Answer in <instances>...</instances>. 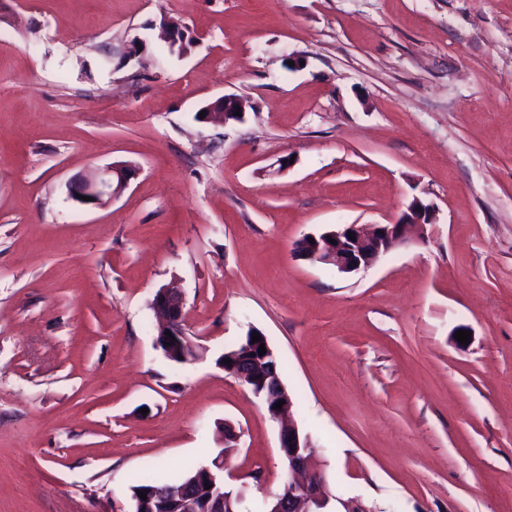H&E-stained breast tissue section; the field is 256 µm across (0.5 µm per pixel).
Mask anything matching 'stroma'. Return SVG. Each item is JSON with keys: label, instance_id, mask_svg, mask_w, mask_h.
Listing matches in <instances>:
<instances>
[{"label": "stroma", "instance_id": "35a3bbf8", "mask_svg": "<svg viewBox=\"0 0 512 512\" xmlns=\"http://www.w3.org/2000/svg\"><path fill=\"white\" fill-rule=\"evenodd\" d=\"M225 95L243 120H197ZM117 161V198L70 197ZM416 200L424 240L368 269L294 251ZM252 329L331 494L512 512V0H0V512H129L227 422L225 487L264 512L278 425L217 364ZM153 306L157 316V336L156 345L158 348L164 347V353L168 356L182 355L189 359L188 351H195L196 346L186 333L184 302L181 294L175 288H160L154 298ZM170 331L175 340L166 335ZM171 342V346H167ZM163 353V354H164ZM164 356L175 363L183 364L185 361L177 357Z\"/></svg>", "mask_w": 512, "mask_h": 512}]
</instances>
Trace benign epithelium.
Returning <instances> with one entry per match:
<instances>
[{
	"instance_id": "7a95c632",
	"label": "benign epithelium",
	"mask_w": 512,
	"mask_h": 512,
	"mask_svg": "<svg viewBox=\"0 0 512 512\" xmlns=\"http://www.w3.org/2000/svg\"><path fill=\"white\" fill-rule=\"evenodd\" d=\"M135 166L105 167L95 178L85 179L70 186V194L78 193L89 197L81 204L98 207L119 196L137 174ZM435 223V210L430 204L413 201L406 211L387 224H373L366 229L361 224H343L332 230L313 236L298 245L299 254L305 259L336 268L340 273H353L371 267L383 254L409 243L412 233L425 240L426 225ZM354 233L349 239L348 233ZM153 306L157 316V347L164 348L169 356L180 355L189 358L188 351L196 350L187 336L185 328L184 302L174 288L157 291ZM171 335H166V332ZM275 357L271 347L265 354L254 358L238 359L232 371L235 377L248 385L260 397L272 420L279 424L280 449L288 459V470L292 478L282 490L271 497L266 512H370L359 501L332 497L327 491L324 472L313 464V444L310 437L300 433L297 425L289 419V396L286 388L277 378L267 374L263 362ZM284 401L280 409L274 408L278 401ZM217 502L214 512H235L232 508V492L225 489L224 453H219L211 465L201 468V473L189 486L179 490L154 489L146 493V499H135L131 512H144L150 503L164 504L178 501L180 512H198L195 502L201 497Z\"/></svg>"
}]
</instances>
